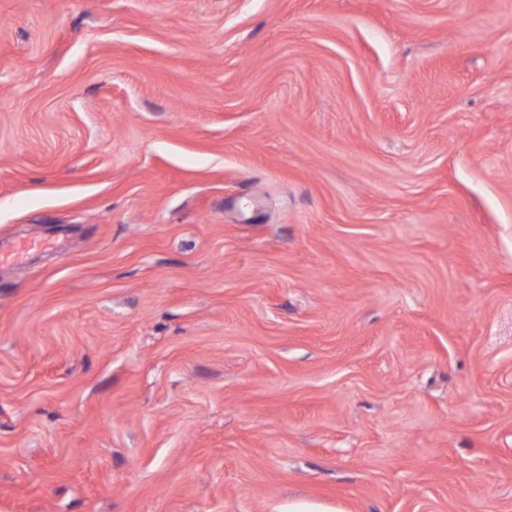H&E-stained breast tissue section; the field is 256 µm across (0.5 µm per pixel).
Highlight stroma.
Wrapping results in <instances>:
<instances>
[{"mask_svg": "<svg viewBox=\"0 0 512 512\" xmlns=\"http://www.w3.org/2000/svg\"><path fill=\"white\" fill-rule=\"evenodd\" d=\"M0 512H512V0H0Z\"/></svg>", "mask_w": 512, "mask_h": 512, "instance_id": "1", "label": "stroma"}]
</instances>
